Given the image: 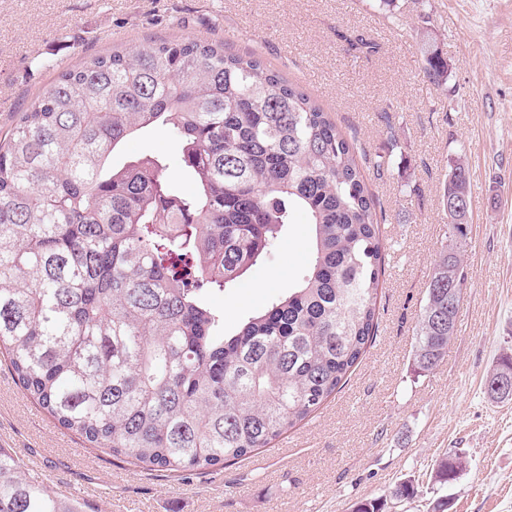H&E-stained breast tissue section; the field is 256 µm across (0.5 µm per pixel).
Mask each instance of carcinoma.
Listing matches in <instances>:
<instances>
[{"mask_svg":"<svg viewBox=\"0 0 512 512\" xmlns=\"http://www.w3.org/2000/svg\"><path fill=\"white\" fill-rule=\"evenodd\" d=\"M425 74L448 62L424 32ZM155 127L178 139L186 194L159 155L114 165ZM442 204L413 348L445 357L467 287L471 196L462 157ZM314 230L308 271L224 332L206 301L242 280L293 216ZM385 246L360 149L254 52L210 37L112 47L60 70L0 142V351L60 427L148 470L222 467L318 411L378 328ZM461 457L437 460L446 484ZM0 512H81L0 448Z\"/></svg>","mask_w":512,"mask_h":512,"instance_id":"1","label":"carcinoma"}]
</instances>
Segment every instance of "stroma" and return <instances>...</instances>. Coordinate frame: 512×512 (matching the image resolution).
Masks as SVG:
<instances>
[{
    "label": "stroma",
    "mask_w": 512,
    "mask_h": 512,
    "mask_svg": "<svg viewBox=\"0 0 512 512\" xmlns=\"http://www.w3.org/2000/svg\"><path fill=\"white\" fill-rule=\"evenodd\" d=\"M430 18L447 58V87L423 74L419 36ZM363 35L374 51L356 53ZM208 36L253 51L331 113L367 156L393 153L392 174L365 175L383 214L388 265L378 336L346 384L310 418L247 459L192 472L147 471L58 427L0 356V447L13 449L55 492L79 486L83 512H512V401L484 392L512 355V0H0V137L62 66L115 45ZM158 154L182 190L180 150L156 128L126 142L118 162ZM471 185L468 282L456 333L434 370L413 365L416 326L447 242L441 203L452 159ZM312 228L295 215L269 258L209 296L225 330L294 285L312 258ZM466 466L447 486L437 460ZM415 480V498L391 489Z\"/></svg>",
    "instance_id": "35a3bbf8"
}]
</instances>
